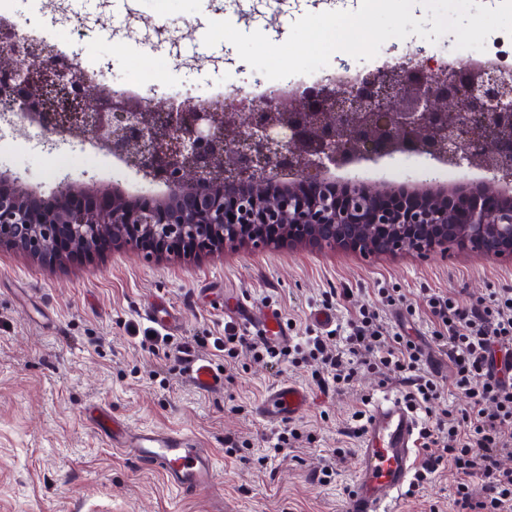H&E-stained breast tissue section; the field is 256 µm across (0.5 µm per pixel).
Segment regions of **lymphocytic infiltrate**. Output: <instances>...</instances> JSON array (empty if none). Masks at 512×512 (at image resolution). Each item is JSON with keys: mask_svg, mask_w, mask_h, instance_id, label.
<instances>
[{"mask_svg": "<svg viewBox=\"0 0 512 512\" xmlns=\"http://www.w3.org/2000/svg\"><path fill=\"white\" fill-rule=\"evenodd\" d=\"M427 307L432 339L451 367L448 387L425 369L413 338L389 329L373 308H360L344 328L280 351L229 324L212 344L228 365L246 355L277 364L315 361L325 388L350 385L362 369L391 370L400 375L411 403L427 414L444 408L448 389L467 395L469 408H444L436 422L422 423L423 460L411 488L419 490L439 468L448 467L458 477L452 512H512V290L491 293L470 307L435 293Z\"/></svg>", "mask_w": 512, "mask_h": 512, "instance_id": "obj_1", "label": "lymphocytic infiltrate"}]
</instances>
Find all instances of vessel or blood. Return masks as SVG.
I'll use <instances>...</instances> for the list:
<instances>
[{
	"label": "vessel or blood",
	"instance_id": "b4317fda",
	"mask_svg": "<svg viewBox=\"0 0 512 512\" xmlns=\"http://www.w3.org/2000/svg\"><path fill=\"white\" fill-rule=\"evenodd\" d=\"M239 325L280 346L290 342L275 310L241 316ZM310 400L303 387L283 381L257 401L254 412L267 422H289L308 409ZM420 427L415 409L401 397L387 393L373 403L358 440L345 512H394L422 461ZM112 448L141 466L158 471L178 492L209 491L216 502L224 500L213 450L199 447L184 433L130 428L113 433Z\"/></svg>",
	"mask_w": 512,
	"mask_h": 512
}]
</instances>
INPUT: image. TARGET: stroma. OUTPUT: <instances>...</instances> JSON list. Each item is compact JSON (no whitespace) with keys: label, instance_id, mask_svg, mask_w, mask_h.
Listing matches in <instances>:
<instances>
[{"label":"stroma","instance_id":"35a3bbf8","mask_svg":"<svg viewBox=\"0 0 512 512\" xmlns=\"http://www.w3.org/2000/svg\"><path fill=\"white\" fill-rule=\"evenodd\" d=\"M311 0H11L16 20L41 13L56 42L78 63L103 58L109 83L164 73L155 98L168 108L176 90L209 83L252 82L249 65L224 66L227 43L204 45L209 21H230L239 31L287 40ZM68 161L53 166L48 147L16 129L0 146V172L17 173L29 190L49 198L70 177L96 189H144L134 171L93 158L82 134L60 147ZM430 165L422 156L366 166L373 187L413 183ZM512 289V258L488 257L456 245L426 256L375 253L283 241L262 250L225 245L210 253L152 256L116 243L100 251L45 263L13 248L0 249V512H212L202 491L177 494L159 474L112 451L99 419L134 427L181 431L213 449L224 487V512H343L355 466L368 398L405 393L393 372H359L352 386L321 390L316 362L286 366L275 375L266 361L239 358L225 369L213 346L199 353L218 377L193 383L186 363L166 358L148 343L153 313L174 318L167 336H220L236 315L276 309L293 338L322 333L313 319L334 298V322L360 306H380L382 292L402 295L412 335L430 336L428 296L443 293L467 307L495 290ZM306 388L312 405L293 421L299 439L267 458V440L280 426L259 419L256 402L280 380ZM344 449L343 462L331 451ZM332 464L327 483L311 472ZM454 471H438L398 512H450Z\"/></svg>","mask_w":512,"mask_h":512}]
</instances>
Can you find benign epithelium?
I'll return each instance as SVG.
<instances>
[{
  "label": "benign epithelium",
  "instance_id": "benign-epithelium-1",
  "mask_svg": "<svg viewBox=\"0 0 512 512\" xmlns=\"http://www.w3.org/2000/svg\"><path fill=\"white\" fill-rule=\"evenodd\" d=\"M0 38L13 42L0 54V112L35 119L49 139L93 135L166 189L163 198L127 199L63 179L53 203L38 208L19 175L0 174L13 184L0 185V247L47 262L94 252L106 237L159 250L175 242L177 254L308 239L367 255L423 256L453 244L512 255V194L500 185L512 181V73L482 66L466 76L406 54L352 88L324 83L287 100L271 89L260 105L222 97L202 107L187 96L159 110L150 96L85 77L48 43L16 40L13 26ZM413 155L458 169L480 164L493 178L461 198L454 186L402 200L398 183L374 192L359 175L366 162ZM336 169L350 173L342 200L327 181ZM285 173L315 183V196L279 186ZM233 186L247 191L229 198Z\"/></svg>",
  "mask_w": 512,
  "mask_h": 512
}]
</instances>
